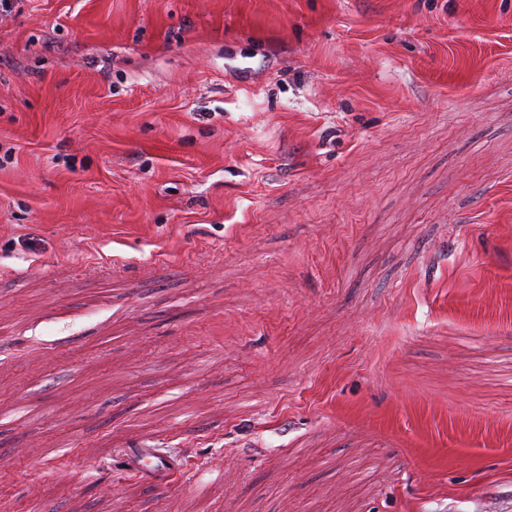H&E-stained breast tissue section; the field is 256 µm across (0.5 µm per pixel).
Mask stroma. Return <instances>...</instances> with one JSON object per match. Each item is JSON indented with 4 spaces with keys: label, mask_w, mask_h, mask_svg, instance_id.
Segmentation results:
<instances>
[{
    "label": "stroma",
    "mask_w": 512,
    "mask_h": 512,
    "mask_svg": "<svg viewBox=\"0 0 512 512\" xmlns=\"http://www.w3.org/2000/svg\"><path fill=\"white\" fill-rule=\"evenodd\" d=\"M0 512H512V0L0 19ZM124 448L121 453L122 469L140 475L163 490L170 477L181 468L180 456L162 448Z\"/></svg>",
    "instance_id": "1"
}]
</instances>
